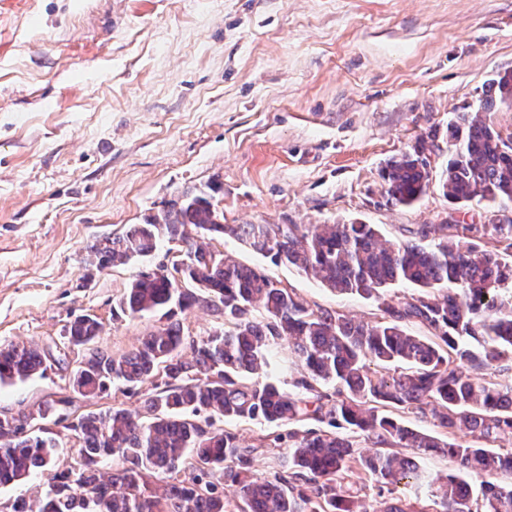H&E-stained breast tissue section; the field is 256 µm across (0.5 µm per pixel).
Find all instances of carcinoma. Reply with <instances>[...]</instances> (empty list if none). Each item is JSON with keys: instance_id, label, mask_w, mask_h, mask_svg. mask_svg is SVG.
I'll return each instance as SVG.
<instances>
[{"instance_id": "1", "label": "carcinoma", "mask_w": 512, "mask_h": 512, "mask_svg": "<svg viewBox=\"0 0 512 512\" xmlns=\"http://www.w3.org/2000/svg\"><path fill=\"white\" fill-rule=\"evenodd\" d=\"M512 102V72L490 80L474 112L448 122L444 195L476 198L487 212L512 202V146L486 118ZM432 145L417 141L383 170L384 197L411 206L429 187ZM206 193H188L161 217L130 224L86 247V263L106 269L151 255L164 241L181 246L172 269L139 272L118 298L131 317L165 311L166 324L131 350L114 355L95 346L103 325L90 313L66 328L70 344L88 349L70 377L93 399L108 384L159 378L132 413L114 406L70 426L78 440L73 483L51 477L32 503L18 497L10 512H512V219L495 224H420L391 243L378 226L220 224ZM236 239L273 264H286L333 292L373 298L380 317L355 320L312 307L267 271L212 249ZM402 284L410 295L388 297ZM205 305L224 311V328L187 336L173 319ZM262 310L259 318L253 315ZM416 324L427 335H414ZM288 340L302 376L286 390L255 375L271 348ZM47 369L37 348L0 347V385ZM405 414L428 421L419 430ZM259 421L268 433L245 446L216 423ZM57 442L0 417V486L51 470ZM279 450L288 468L254 472L256 454ZM428 456H449L457 474L430 477ZM120 461L103 471L109 458ZM372 495L356 496L357 483ZM426 487L396 496L399 486ZM233 494L225 495V488Z\"/></svg>"}]
</instances>
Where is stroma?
<instances>
[{"mask_svg":"<svg viewBox=\"0 0 512 512\" xmlns=\"http://www.w3.org/2000/svg\"><path fill=\"white\" fill-rule=\"evenodd\" d=\"M512 70V0H0V346L49 353L44 374L0 387V415L44 403L77 465L72 422L138 409L151 383L89 400L69 385L84 348L77 315L104 325L99 347L131 350L161 314H112L138 270L178 249L86 277L97 237L162 216L208 191L226 224L378 225L384 239L484 205L448 202V123L476 111ZM436 132L432 173L410 207L387 205L382 168ZM214 246L266 269L310 303L370 321L377 303L338 295L233 239Z\"/></svg>","mask_w":512,"mask_h":512,"instance_id":"obj_1","label":"stroma"}]
</instances>
